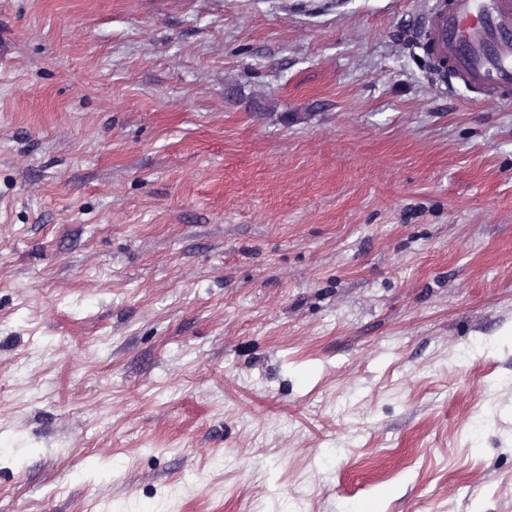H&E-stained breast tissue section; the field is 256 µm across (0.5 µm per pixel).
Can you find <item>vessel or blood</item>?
<instances>
[{"instance_id":"1","label":"vessel or blood","mask_w":512,"mask_h":512,"mask_svg":"<svg viewBox=\"0 0 512 512\" xmlns=\"http://www.w3.org/2000/svg\"><path fill=\"white\" fill-rule=\"evenodd\" d=\"M414 27L450 79L512 104V0H434Z\"/></svg>"}]
</instances>
